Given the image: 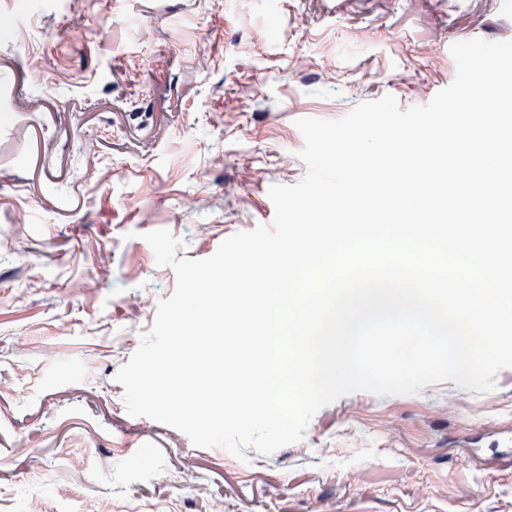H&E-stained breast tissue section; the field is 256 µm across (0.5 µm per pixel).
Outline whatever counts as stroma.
I'll return each mask as SVG.
<instances>
[{
    "instance_id": "1",
    "label": "stroma",
    "mask_w": 512,
    "mask_h": 512,
    "mask_svg": "<svg viewBox=\"0 0 512 512\" xmlns=\"http://www.w3.org/2000/svg\"><path fill=\"white\" fill-rule=\"evenodd\" d=\"M0 512H512V368L346 395L237 459L130 415L118 369L176 285L307 174L297 119L424 105L501 0H0ZM151 57L152 67L141 65ZM250 106L240 110L238 100ZM96 144L88 156L87 143ZM194 492H184L183 477Z\"/></svg>"
}]
</instances>
